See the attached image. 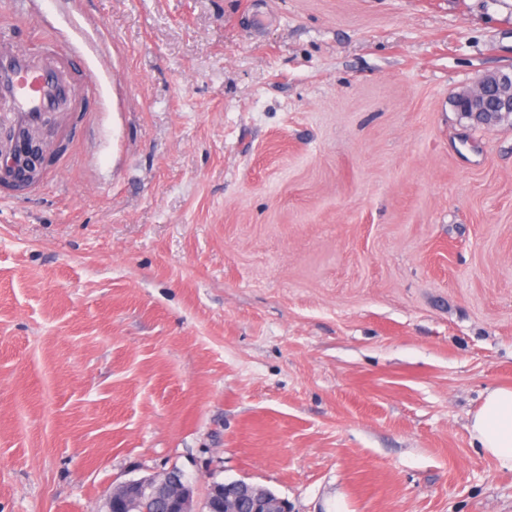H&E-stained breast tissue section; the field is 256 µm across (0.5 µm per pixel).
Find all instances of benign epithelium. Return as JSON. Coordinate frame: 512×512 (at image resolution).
<instances>
[{
  "mask_svg": "<svg viewBox=\"0 0 512 512\" xmlns=\"http://www.w3.org/2000/svg\"><path fill=\"white\" fill-rule=\"evenodd\" d=\"M457 98L465 106L477 100L491 101L490 112L512 113V74L491 73L472 88L461 91ZM49 146L31 128L23 134L22 144L8 131L0 134V158L9 159V165L0 168V182L11 181L25 187L36 182L42 173V157ZM252 495V512H291L288 501L275 497L249 483H213L209 486L205 503L209 512H224V504ZM152 500L159 512H194V487L180 472L169 473L163 482L144 476L120 482L110 493L107 512H141L143 503Z\"/></svg>",
  "mask_w": 512,
  "mask_h": 512,
  "instance_id": "benign-epithelium-1",
  "label": "benign epithelium"
}]
</instances>
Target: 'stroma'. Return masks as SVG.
<instances>
[{
  "label": "stroma",
  "instance_id": "stroma-1",
  "mask_svg": "<svg viewBox=\"0 0 512 512\" xmlns=\"http://www.w3.org/2000/svg\"><path fill=\"white\" fill-rule=\"evenodd\" d=\"M90 112L0 202V512L179 468L292 512H512V0H13ZM508 88V91L506 89ZM464 106H471L470 112H487L485 119H497L499 122L509 118V115L502 116L499 112H510L512 114V74L491 73L478 82L472 88L461 91L457 95ZM481 99L487 103L491 100L490 108H478L473 111V104ZM470 112H462V117L470 119ZM471 120V119H470ZM469 431L499 469L512 471V387L488 390L470 419Z\"/></svg>",
  "mask_w": 512,
  "mask_h": 512
}]
</instances>
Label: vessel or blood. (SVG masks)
<instances>
[{
	"label": "vessel or blood",
	"instance_id": "b4317fda",
	"mask_svg": "<svg viewBox=\"0 0 512 512\" xmlns=\"http://www.w3.org/2000/svg\"><path fill=\"white\" fill-rule=\"evenodd\" d=\"M7 36H0V102L13 111L16 126L37 123L59 100L81 96L85 111H92L90 93H78V85H91L94 75L81 70L79 58L68 65L51 60L49 47L26 50L8 46Z\"/></svg>",
	"mask_w": 512,
	"mask_h": 512
}]
</instances>
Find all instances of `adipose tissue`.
<instances>
[{"label":"adipose tissue","instance_id":"ef3b65f1","mask_svg":"<svg viewBox=\"0 0 512 512\" xmlns=\"http://www.w3.org/2000/svg\"><path fill=\"white\" fill-rule=\"evenodd\" d=\"M469 431L499 469L512 471V387L488 390L470 419Z\"/></svg>","mask_w":512,"mask_h":512}]
</instances>
